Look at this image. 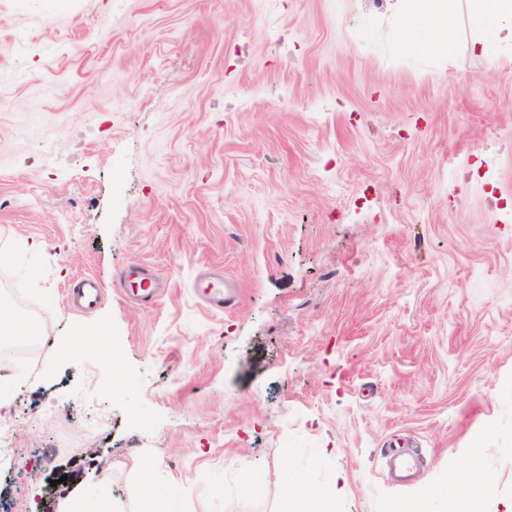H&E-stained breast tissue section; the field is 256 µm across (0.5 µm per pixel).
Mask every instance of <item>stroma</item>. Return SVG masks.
<instances>
[{"label":"stroma","mask_w":512,"mask_h":512,"mask_svg":"<svg viewBox=\"0 0 512 512\" xmlns=\"http://www.w3.org/2000/svg\"><path fill=\"white\" fill-rule=\"evenodd\" d=\"M398 8L0 0V307L39 338L0 344L8 512H278L340 472L333 512H448L474 454L512 498V49ZM134 276L141 278L134 282L137 288H135L136 293H134L133 296L141 301L144 305L157 300L158 294L162 288L159 283L154 282L151 275L146 273L145 270L128 271L123 273L121 276V281L125 283L126 280L133 278ZM199 293L206 303L218 309H224V305H235L238 299V290L229 283H225L224 289V280L209 282Z\"/></svg>","instance_id":"1"}]
</instances>
